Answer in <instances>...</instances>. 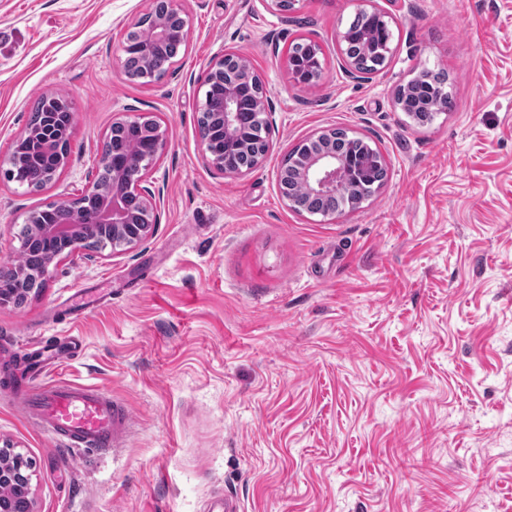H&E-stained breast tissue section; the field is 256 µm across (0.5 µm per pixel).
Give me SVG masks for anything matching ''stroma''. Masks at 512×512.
I'll use <instances>...</instances> for the list:
<instances>
[{
	"instance_id": "stroma-1",
	"label": "stroma",
	"mask_w": 512,
	"mask_h": 512,
	"mask_svg": "<svg viewBox=\"0 0 512 512\" xmlns=\"http://www.w3.org/2000/svg\"><path fill=\"white\" fill-rule=\"evenodd\" d=\"M153 0H0V160L33 102L75 113L71 157L38 193L0 177V266L35 210L80 198L121 113L160 121L154 234L50 265L24 307L0 306V380L35 343L73 336L58 377L126 402L127 447L62 446L0 392V448L31 459L34 512H512V0H181L185 50L159 81L128 77L120 45ZM387 13L392 56L348 72L341 35ZM316 42L302 88L288 49ZM232 50L263 78L271 146L225 176L198 133L200 77ZM425 70L455 100L425 127L395 101ZM343 128L383 155L356 209L298 214L283 157ZM87 301L80 319L72 304Z\"/></svg>"
}]
</instances>
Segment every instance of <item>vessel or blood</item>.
Segmentation results:
<instances>
[{
    "label": "vessel or blood",
    "mask_w": 512,
    "mask_h": 512,
    "mask_svg": "<svg viewBox=\"0 0 512 512\" xmlns=\"http://www.w3.org/2000/svg\"><path fill=\"white\" fill-rule=\"evenodd\" d=\"M77 348L70 337L43 346L0 391L34 425L67 446L99 452L123 447L131 434L132 414L109 390L64 379L41 380L50 366L66 362Z\"/></svg>",
    "instance_id": "obj_1"
}]
</instances>
